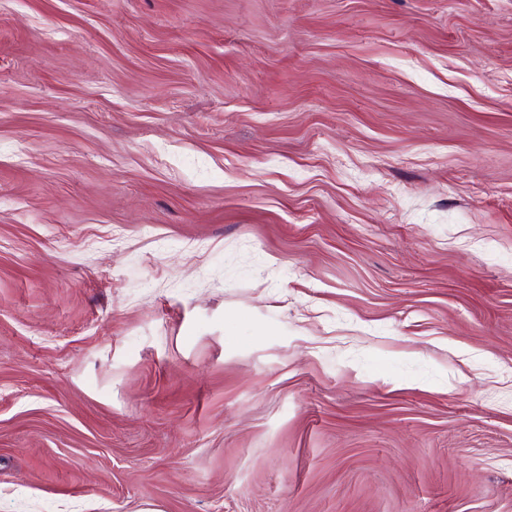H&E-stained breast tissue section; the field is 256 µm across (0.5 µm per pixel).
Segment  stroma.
Here are the masks:
<instances>
[{
    "label": "stroma",
    "instance_id": "1",
    "mask_svg": "<svg viewBox=\"0 0 512 512\" xmlns=\"http://www.w3.org/2000/svg\"><path fill=\"white\" fill-rule=\"evenodd\" d=\"M0 512H512V0H0Z\"/></svg>",
    "mask_w": 512,
    "mask_h": 512
}]
</instances>
